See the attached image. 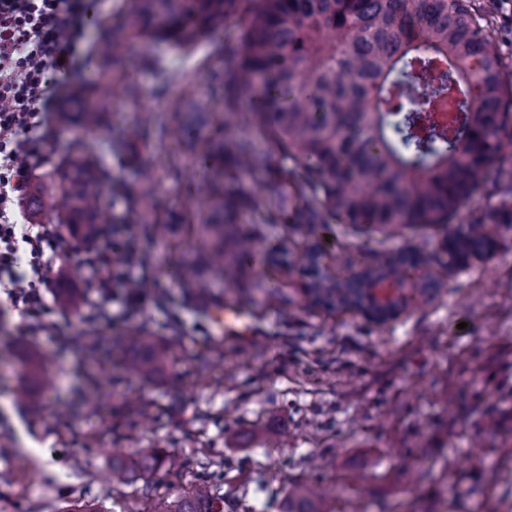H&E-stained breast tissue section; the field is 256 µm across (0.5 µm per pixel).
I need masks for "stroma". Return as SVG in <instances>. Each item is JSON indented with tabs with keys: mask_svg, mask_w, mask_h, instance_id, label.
Segmentation results:
<instances>
[{
	"mask_svg": "<svg viewBox=\"0 0 512 512\" xmlns=\"http://www.w3.org/2000/svg\"><path fill=\"white\" fill-rule=\"evenodd\" d=\"M120 0H89L84 35L75 52L71 81L95 82L101 68L98 43L118 20ZM244 18L230 17L218 40L186 51L168 42L134 49L124 77L140 96L115 100L99 128L64 125V101L48 110L42 150L31 163L29 185L46 182L63 157L90 152L107 174L103 201L110 215L126 211L116 183L132 184L136 170L112 155L113 137L130 129L137 113L167 105L185 91L210 98L212 121H224L217 78L224 72L221 44L240 41ZM270 159L258 190L260 204L246 219L261 225L263 246L287 232L278 221L282 201L276 147L261 142ZM158 168L164 214L184 216L168 250L149 246L138 230L123 226L109 240L114 257L136 251L131 277L151 279L156 289L133 316L124 313V289H114L105 318L85 322L78 310L54 301L52 318L63 336L33 333L19 308L0 303V512H64L97 501L103 512H151L165 494L188 495L196 478L224 475L222 495L234 512H284L293 484L320 482L323 512H512V228L498 229L485 259L446 271L423 264L420 275L442 281L431 299L409 292L405 307L383 324L354 311L329 313L313 306L298 279H283L277 295L221 287L222 301L249 306L257 325L245 343L216 338L198 300L175 277L177 265L196 255L193 228L194 159L181 141L165 149L142 147ZM326 238V263L337 274L383 248L438 250L441 236L410 228L394 238L348 224L318 227ZM85 246L64 237L60 263L50 274L57 288H82ZM292 313L282 316L280 303ZM166 343L170 360L152 379L132 374L124 343L131 331ZM99 342L104 370L94 403L70 414L83 364L71 336ZM58 375L56 391L37 396V411L17 399L30 381V354ZM153 416L135 440L124 434L131 409ZM234 436H227L225 427ZM155 448L178 455L183 469L160 484L141 480L115 485L112 460ZM482 457L496 471L488 482Z\"/></svg>",
	"mask_w": 512,
	"mask_h": 512,
	"instance_id": "stroma-1",
	"label": "stroma"
}]
</instances>
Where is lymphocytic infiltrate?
Here are the masks:
<instances>
[{"label":"lymphocytic infiltrate","instance_id":"1","mask_svg":"<svg viewBox=\"0 0 512 512\" xmlns=\"http://www.w3.org/2000/svg\"><path fill=\"white\" fill-rule=\"evenodd\" d=\"M87 0H0V291L22 305L35 332L59 333L49 318L44 290L59 259V224H26L15 213L27 180L24 159L39 152L43 110L54 89L66 80L75 47L83 36ZM112 231L98 229L88 250L84 317L95 321L116 288H126L128 252L116 261L107 244Z\"/></svg>","mask_w":512,"mask_h":512}]
</instances>
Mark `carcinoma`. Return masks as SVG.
<instances>
[{
    "label": "carcinoma",
    "instance_id": "cac0c4a2",
    "mask_svg": "<svg viewBox=\"0 0 512 512\" xmlns=\"http://www.w3.org/2000/svg\"><path fill=\"white\" fill-rule=\"evenodd\" d=\"M246 2L240 44L224 68V127L243 125L270 139L291 165L281 169L286 203L279 221L312 234L319 224H351L394 236L416 225L443 232L436 261L446 270L477 239L496 246L492 227L512 228V87L501 80L502 60L490 19L474 0H123L124 21L100 44L112 70L124 67L130 46L170 40L191 48L217 36ZM254 92L248 112L241 95ZM119 94L134 102L139 92L119 76L105 75L99 89L75 85L67 94L75 114L64 119L83 129L98 125L106 100ZM170 118L152 112L122 138L112 153L138 160L130 140L145 129L158 149L187 127L210 121L211 102L191 94L175 98ZM222 166L199 187L206 217L197 225L202 256L178 267L177 276L203 298L216 285L238 284L243 266L259 255L261 227L240 222L255 206L246 179L264 175L269 158L252 138L224 133L204 144ZM104 172L86 153L64 157L50 183L33 188L26 206L53 212L71 236L91 241L102 223ZM156 172L142 166L138 182L116 185L126 197L122 224L136 225L154 243L173 233L156 217ZM498 202L467 220L462 208L483 187ZM279 273L306 277L305 294L327 310L353 308L351 276L323 263L317 244L297 251L290 234L275 247ZM422 262L413 250L382 249L367 257L365 276L400 283ZM127 364L142 377L159 373L168 347L129 336ZM31 379L43 392L56 388L47 367L32 363ZM182 462L163 448L112 461V482L151 480L175 473ZM213 482L199 480L185 498L155 500L152 512H223ZM319 493L293 486L286 512H322Z\"/></svg>",
    "mask_w": 512,
    "mask_h": 512
}]
</instances>
